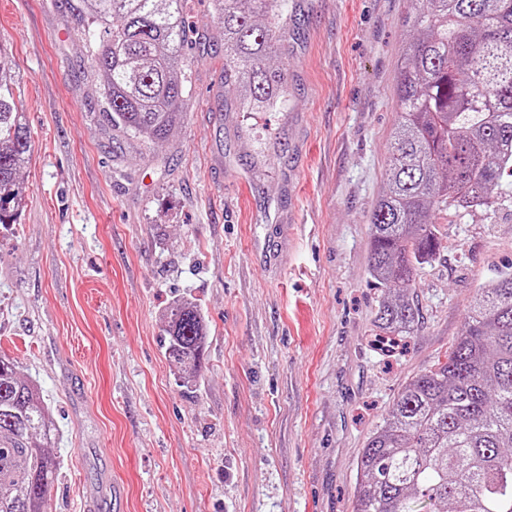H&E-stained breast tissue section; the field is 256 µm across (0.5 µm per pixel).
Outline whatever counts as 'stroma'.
<instances>
[{
	"mask_svg": "<svg viewBox=\"0 0 512 512\" xmlns=\"http://www.w3.org/2000/svg\"><path fill=\"white\" fill-rule=\"evenodd\" d=\"M409 0H294L284 109L242 112L209 0L183 118L147 146L104 118L67 0H0L32 156L0 225V355L59 430L49 512H355L356 462L444 358L478 285L512 265V200L440 225L403 349L374 333L368 220L384 188ZM184 298L207 328L165 353ZM166 354L192 376L201 368L206 327L197 306L188 299L174 302L166 314Z\"/></svg>",
	"mask_w": 512,
	"mask_h": 512,
	"instance_id": "stroma-1",
	"label": "stroma"
}]
</instances>
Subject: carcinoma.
Masks as SVG:
<instances>
[{
  "label": "carcinoma",
  "mask_w": 512,
  "mask_h": 512,
  "mask_svg": "<svg viewBox=\"0 0 512 512\" xmlns=\"http://www.w3.org/2000/svg\"><path fill=\"white\" fill-rule=\"evenodd\" d=\"M81 28L102 76L112 127L145 144L181 119L191 58L184 0H81ZM395 88L384 190L370 219L368 272L384 294L374 326L408 336L417 269L440 254L435 216L491 210L512 196V0H410ZM224 29V85L243 112L284 106L271 64L288 36L290 0H212ZM0 45V224L24 204L31 135ZM206 327L185 299L166 314V354L194 376ZM56 425L38 385L0 355V512H48ZM357 512H512V270L477 289L445 360L398 394L357 463Z\"/></svg>",
  "instance_id": "carcinoma-1"
}]
</instances>
